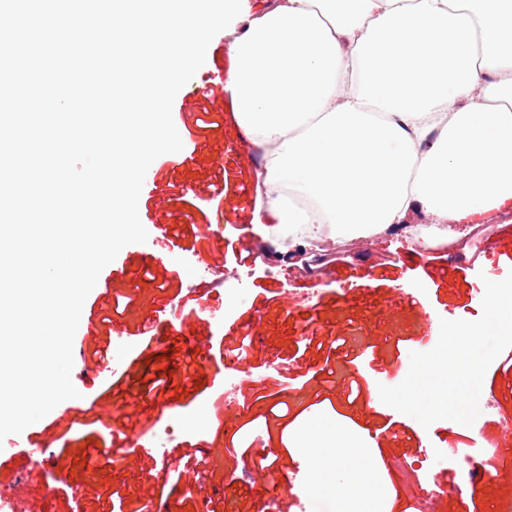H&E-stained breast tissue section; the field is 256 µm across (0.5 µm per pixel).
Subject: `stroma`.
I'll return each mask as SVG.
<instances>
[{"label":"stroma","instance_id":"obj_1","mask_svg":"<svg viewBox=\"0 0 512 512\" xmlns=\"http://www.w3.org/2000/svg\"><path fill=\"white\" fill-rule=\"evenodd\" d=\"M225 66L226 41L219 34L209 45L208 66L173 103L174 124L190 141L155 159L156 176L142 187L138 213L147 242L124 247L85 301L71 374L80 396L27 427L18 447L0 451V483L24 482L26 512H138L158 505L157 490L168 473L177 479L168 512H257L260 496H273L282 479L292 480L297 496L304 493L312 480L305 429L337 422L357 447L371 452L376 468L372 482L338 485L347 512H358L371 498L379 512H403L413 496L429 492L434 468L426 466L413 480L397 461L417 460L428 446L463 449L475 439L481 450L473 463L445 458L455 488L436 502L435 512H466L470 498L479 512H512V439L500 430L501 420L512 418V368L501 366L504 340L491 352L465 338L455 349L459 390L490 402L475 419L465 406L448 407L444 418H436L431 398L443 393L444 377L425 369L414 346L455 320L492 323L482 289L491 278L512 275V208L458 242L428 249L413 235L388 233L335 245L323 259L303 247L297 258L279 259L277 245L251 231L260 158L249 153L225 110L228 93L218 79ZM204 85L213 96L201 106L196 91ZM202 118L214 121V128H199ZM218 185L224 198L215 206L210 199ZM186 195L191 203H183ZM159 201L170 226L166 236L155 227ZM217 225L224 229L220 240L210 233ZM188 263L244 271L245 298L223 331L205 321L209 308L223 304L222 289L188 278L182 271ZM287 291L297 305H282ZM113 332L134 342L126 355L133 378L126 382L92 370L95 349ZM246 334L252 337L248 364L265 399L246 398L235 414L220 415L218 431L180 438L168 465L138 446L106 462L101 447L123 423L96 426L97 404L140 398L147 414L135 432L145 437L173 414L211 411L213 394L236 364L230 349ZM219 347L225 351L220 359ZM168 354L183 367L173 383L185 396L174 402L139 387L142 378L165 368ZM472 360L479 365L474 372L465 368ZM258 437L273 450L261 492L250 489L246 477L230 474L232 466L255 461ZM32 444L45 447L42 462L26 456ZM192 449L196 460L183 462ZM478 463L488 473L471 493L467 486ZM198 484L208 488L207 501L196 499ZM297 496L282 502L283 512H300Z\"/></svg>","mask_w":512,"mask_h":512}]
</instances>
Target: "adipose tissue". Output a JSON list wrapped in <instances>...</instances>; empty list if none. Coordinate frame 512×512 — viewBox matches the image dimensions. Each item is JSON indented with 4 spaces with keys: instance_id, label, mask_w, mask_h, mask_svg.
<instances>
[{
    "instance_id": "obj_1",
    "label": "adipose tissue",
    "mask_w": 512,
    "mask_h": 512,
    "mask_svg": "<svg viewBox=\"0 0 512 512\" xmlns=\"http://www.w3.org/2000/svg\"><path fill=\"white\" fill-rule=\"evenodd\" d=\"M225 88L254 223L303 246L512 202V0H267L236 23Z\"/></svg>"
}]
</instances>
